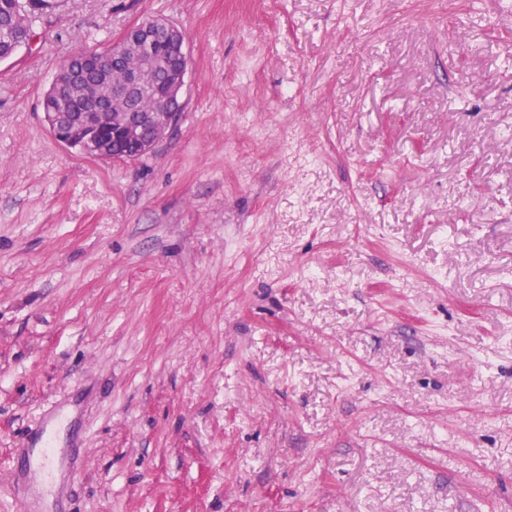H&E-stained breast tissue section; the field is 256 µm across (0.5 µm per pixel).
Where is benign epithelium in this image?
<instances>
[{
	"label": "benign epithelium",
	"instance_id": "1",
	"mask_svg": "<svg viewBox=\"0 0 512 512\" xmlns=\"http://www.w3.org/2000/svg\"><path fill=\"white\" fill-rule=\"evenodd\" d=\"M160 32L166 34V54L176 55L179 61L161 78L148 64ZM112 61L115 65L106 75L112 100L106 108L76 118L58 112L46 113L44 118L54 138L68 148L98 159L135 161L150 153L180 120L189 67L185 34L163 19L143 21L112 41ZM143 92L163 99L165 111H126L128 99Z\"/></svg>",
	"mask_w": 512,
	"mask_h": 512
}]
</instances>
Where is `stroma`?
I'll return each instance as SVG.
<instances>
[{"label":"stroma","mask_w":512,"mask_h":512,"mask_svg":"<svg viewBox=\"0 0 512 512\" xmlns=\"http://www.w3.org/2000/svg\"><path fill=\"white\" fill-rule=\"evenodd\" d=\"M155 18L176 128L56 141L64 57ZM34 31L0 61V512H512L506 0H54ZM36 450V452H35ZM32 450V465L28 466L32 476L43 488H50L57 482V458L48 439L39 448Z\"/></svg>","instance_id":"obj_1"}]
</instances>
